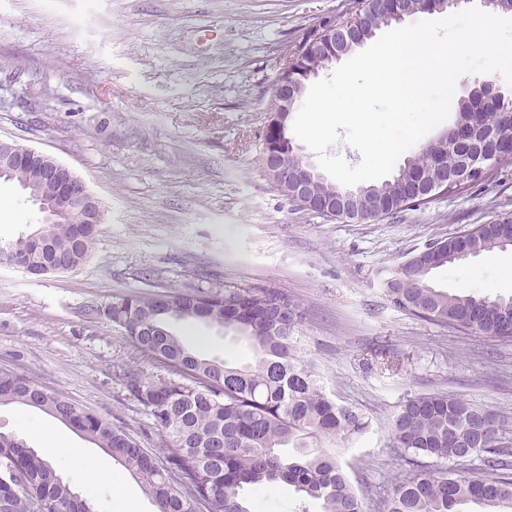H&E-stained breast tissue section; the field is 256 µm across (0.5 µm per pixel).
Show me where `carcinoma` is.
Listing matches in <instances>:
<instances>
[{"mask_svg": "<svg viewBox=\"0 0 512 512\" xmlns=\"http://www.w3.org/2000/svg\"><path fill=\"white\" fill-rule=\"evenodd\" d=\"M381 0H363L354 38L342 43L350 54L354 41H368L392 24ZM475 97L459 102L456 124H480L489 131L512 113L476 115ZM467 148L448 134V169L462 165ZM431 144L421 146L392 179L357 188L362 219L390 217L429 204L424 184L440 176L430 164ZM346 187L322 181L310 203L316 207L343 194ZM41 235L0 239V259L15 257L36 270L62 264L72 272L92 256L94 224L57 218L39 225ZM477 255L502 249L499 223L476 224L458 237L437 239L410 256L386 281L391 303L414 318L441 327L479 331L512 342V296L455 295L429 283L430 274L460 262L458 242ZM170 310L160 312L151 293L117 298L101 310L121 327L140 358L161 365L165 375L121 374L123 385L171 438L161 467L120 427L84 410L13 372L0 371V404L37 408L112 454L141 483L158 512H197L206 501L220 512H251L245 491L274 483L294 488L319 512H363V504L339 459L310 443H345L365 433L368 418L354 406L336 402L314 368L297 352L296 303L274 288H197L168 294ZM200 321L231 329L252 349L246 363H230L190 348L170 321ZM387 447L406 467L405 477L382 500V512H512V435L501 416L444 391L405 400L393 417ZM482 453V469L468 467ZM17 474V483L0 484V512H95L44 456L20 439L0 434V474Z\"/></svg>", "mask_w": 512, "mask_h": 512, "instance_id": "obj_1", "label": "carcinoma"}]
</instances>
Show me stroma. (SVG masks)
<instances>
[{
	"label": "stroma",
	"instance_id": "obj_1",
	"mask_svg": "<svg viewBox=\"0 0 512 512\" xmlns=\"http://www.w3.org/2000/svg\"><path fill=\"white\" fill-rule=\"evenodd\" d=\"M361 0H0V137L45 151L99 198L104 221L79 270L36 277L0 265V370L22 375L124 427L161 458L168 436L129 396L143 361L101 308L129 293L280 289L299 305L302 360L328 393L369 417L341 461L365 512L403 477L386 442L407 397L445 391L512 430V342L405 315L386 295L394 269L430 241L512 216V163L496 179L424 208L363 222L300 209L270 181L263 138L287 50ZM37 206L0 180V237L39 226ZM512 247L434 270L451 294H512ZM204 354L250 358L237 333L179 322ZM0 432L40 453L86 449L121 477L93 494L157 512L120 462L39 409L0 405Z\"/></svg>",
	"mask_w": 512,
	"mask_h": 512
}]
</instances>
